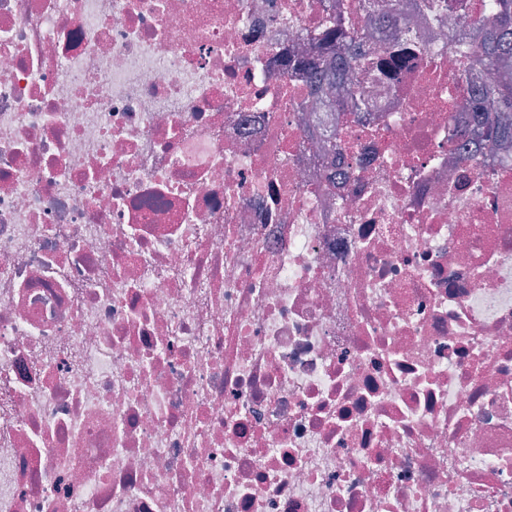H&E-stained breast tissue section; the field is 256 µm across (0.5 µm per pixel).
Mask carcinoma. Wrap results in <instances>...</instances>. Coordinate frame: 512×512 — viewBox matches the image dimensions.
Masks as SVG:
<instances>
[{
    "label": "carcinoma",
    "mask_w": 512,
    "mask_h": 512,
    "mask_svg": "<svg viewBox=\"0 0 512 512\" xmlns=\"http://www.w3.org/2000/svg\"><path fill=\"white\" fill-rule=\"evenodd\" d=\"M412 0H365L363 22L378 14H401L409 10ZM328 31L307 41L306 66L310 78L319 83V92L330 90L340 98L344 112L361 109L364 90L359 85L345 86L337 76L336 62L325 56L323 46L338 35L356 38V20L346 7L336 5V15L327 20ZM460 53L467 67L458 76V83L471 96L476 107L471 119L470 134L474 141L491 146H512V0H492L489 15L473 27ZM394 61L397 56L383 46L371 57L351 54L342 61L343 71L355 79L367 68L378 67L379 59Z\"/></svg>",
    "instance_id": "1"
}]
</instances>
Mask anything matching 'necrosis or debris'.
Here are the masks:
<instances>
[{"mask_svg": "<svg viewBox=\"0 0 512 512\" xmlns=\"http://www.w3.org/2000/svg\"><path fill=\"white\" fill-rule=\"evenodd\" d=\"M489 0H0V512H512V148L460 147ZM415 0H365L362 9L365 12L362 22L372 21V17L378 14L397 13L401 14L405 10L410 12V2ZM355 17L346 7L338 3L336 5V16H332L327 20L328 31L321 37L308 39L305 48L306 66L310 78L319 83L318 93H322L330 89V93L341 98L338 102L343 112H354L361 109L365 102L364 90L359 85L354 84L353 87H345L337 76L336 60H331L325 56L323 46L336 35H351V40L357 38L355 27ZM317 93V94H318Z\"/></svg>", "mask_w": 512, "mask_h": 512, "instance_id": "1", "label": "necrosis or debris"}]
</instances>
